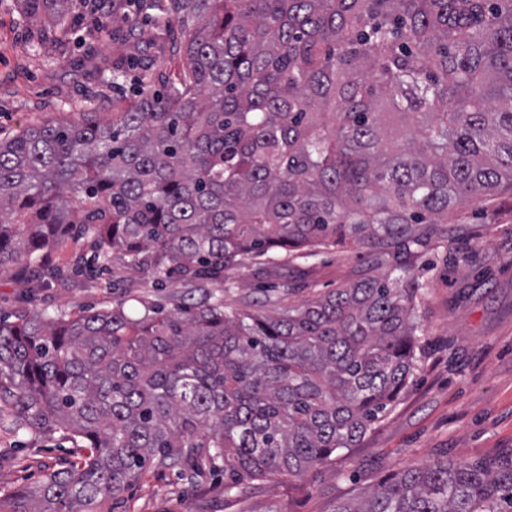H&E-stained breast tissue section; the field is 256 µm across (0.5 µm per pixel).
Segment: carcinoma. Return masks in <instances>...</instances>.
I'll list each match as a JSON object with an SVG mask.
<instances>
[{
	"label": "carcinoma",
	"mask_w": 512,
	"mask_h": 512,
	"mask_svg": "<svg viewBox=\"0 0 512 512\" xmlns=\"http://www.w3.org/2000/svg\"><path fill=\"white\" fill-rule=\"evenodd\" d=\"M73 35L69 0H21ZM175 70L137 72L106 123L0 138V265L93 239L162 283L220 281L281 249L420 245L424 224L512 187V0H137ZM412 275L367 277L279 316L203 304L0 319V408L87 453L0 512H111L149 465L224 463V494L353 447L416 369ZM334 512H512V467L407 468Z\"/></svg>",
	"instance_id": "carcinoma-1"
}]
</instances>
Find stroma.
I'll return each instance as SVG.
<instances>
[{
	"label": "stroma",
	"instance_id": "1",
	"mask_svg": "<svg viewBox=\"0 0 512 512\" xmlns=\"http://www.w3.org/2000/svg\"><path fill=\"white\" fill-rule=\"evenodd\" d=\"M99 12L113 16L107 29L72 5V30L84 38L76 54L71 42L43 39L41 24L26 17L18 0H0V133L86 114L109 121L113 97L136 96L133 78L113 81L114 59L138 55L178 66L177 57L134 35L110 0ZM447 229V238L429 236L405 255L351 244L276 264L262 257L202 290L178 281L156 285L151 272L117 256L97 278L46 283L9 262L0 265V317L24 310L75 316L120 306L137 318L151 308L176 313L204 301L272 315L404 260L427 285L416 309L422 325L416 370L356 447L298 477L247 480L245 494L235 498L224 495L223 463L205 465L191 479L149 467L112 503V512H334L377 481L436 460L512 465V189L453 212ZM81 453L68 432L23 434L10 411L0 412L1 493L34 485Z\"/></svg>",
	"mask_w": 512,
	"mask_h": 512
}]
</instances>
